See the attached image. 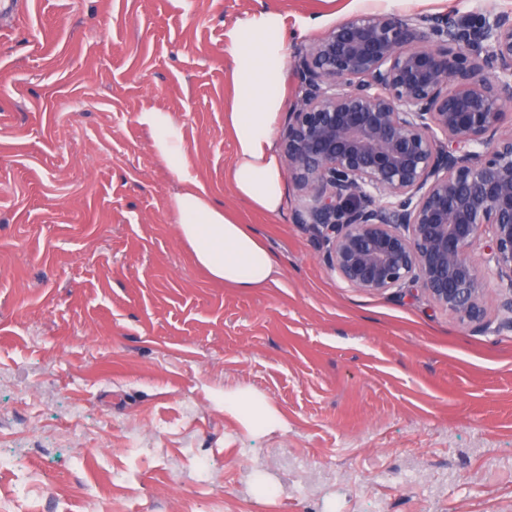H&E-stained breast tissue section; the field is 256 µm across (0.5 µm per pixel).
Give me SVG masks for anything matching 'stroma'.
Returning <instances> with one entry per match:
<instances>
[{
    "instance_id": "obj_1",
    "label": "stroma",
    "mask_w": 512,
    "mask_h": 512,
    "mask_svg": "<svg viewBox=\"0 0 512 512\" xmlns=\"http://www.w3.org/2000/svg\"><path fill=\"white\" fill-rule=\"evenodd\" d=\"M262 9L293 54L362 12L512 0H30L0 36V456L21 462L0 512H512L497 286L487 330L416 289L366 294L296 223L294 184L276 215L233 191L225 34ZM147 110L181 126L276 281L243 291L195 262ZM239 391L280 425L225 410Z\"/></svg>"
}]
</instances>
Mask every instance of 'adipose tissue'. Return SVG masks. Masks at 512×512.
Here are the masks:
<instances>
[{"label": "adipose tissue", "instance_id": "1", "mask_svg": "<svg viewBox=\"0 0 512 512\" xmlns=\"http://www.w3.org/2000/svg\"><path fill=\"white\" fill-rule=\"evenodd\" d=\"M287 40L285 21L272 9L252 14L226 34L234 99L224 119L235 146L228 179L238 198L268 214L282 210L286 195L274 131L285 104ZM140 121L152 134L154 152L181 183L171 209L196 263L212 278L243 290L274 281L275 259L191 174L183 132L175 120L164 112L146 111Z\"/></svg>", "mask_w": 512, "mask_h": 512}]
</instances>
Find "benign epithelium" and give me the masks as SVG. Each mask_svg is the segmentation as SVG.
I'll return each mask as SVG.
<instances>
[{
    "mask_svg": "<svg viewBox=\"0 0 512 512\" xmlns=\"http://www.w3.org/2000/svg\"><path fill=\"white\" fill-rule=\"evenodd\" d=\"M294 68L279 149L330 270L479 325L493 279L512 328V16L358 14Z\"/></svg>",
    "mask_w": 512,
    "mask_h": 512,
    "instance_id": "7a95c632",
    "label": "benign epithelium"
}]
</instances>
